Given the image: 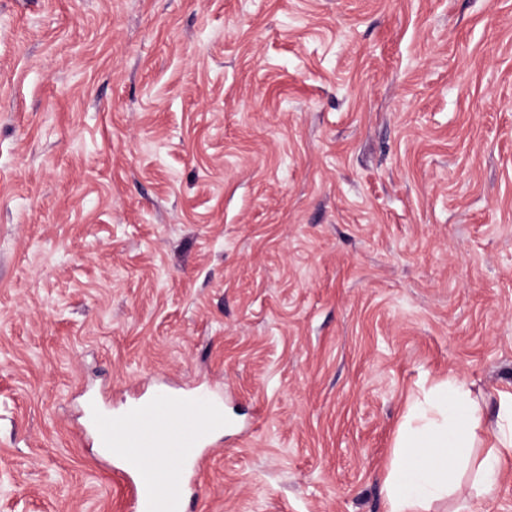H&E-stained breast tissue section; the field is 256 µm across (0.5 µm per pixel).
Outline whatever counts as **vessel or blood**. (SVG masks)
<instances>
[{"label":"vessel or blood","instance_id":"vessel-or-blood-1","mask_svg":"<svg viewBox=\"0 0 512 512\" xmlns=\"http://www.w3.org/2000/svg\"><path fill=\"white\" fill-rule=\"evenodd\" d=\"M223 425L219 406L201 394L159 395L123 414L119 426H109L104 417L97 423L100 446L112 449L135 476L136 512H185L186 475L200 466L198 448ZM149 448L175 459L176 468L152 465L145 455Z\"/></svg>","mask_w":512,"mask_h":512}]
</instances>
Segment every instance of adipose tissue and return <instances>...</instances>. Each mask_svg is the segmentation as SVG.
<instances>
[{
	"label": "adipose tissue",
	"instance_id": "obj_1",
	"mask_svg": "<svg viewBox=\"0 0 512 512\" xmlns=\"http://www.w3.org/2000/svg\"><path fill=\"white\" fill-rule=\"evenodd\" d=\"M488 426L489 449L475 455L479 433ZM511 458L512 392H499L490 421L469 383L449 375L407 410L384 480L385 512H431L435 503L459 493L468 474L476 495L493 496L501 464Z\"/></svg>",
	"mask_w": 512,
	"mask_h": 512
}]
</instances>
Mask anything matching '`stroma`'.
<instances>
[{
  "instance_id": "obj_1",
  "label": "stroma",
  "mask_w": 512,
  "mask_h": 512,
  "mask_svg": "<svg viewBox=\"0 0 512 512\" xmlns=\"http://www.w3.org/2000/svg\"><path fill=\"white\" fill-rule=\"evenodd\" d=\"M451 373L512 391V0H0V512H133L91 408L196 390L188 512H385Z\"/></svg>"
}]
</instances>
